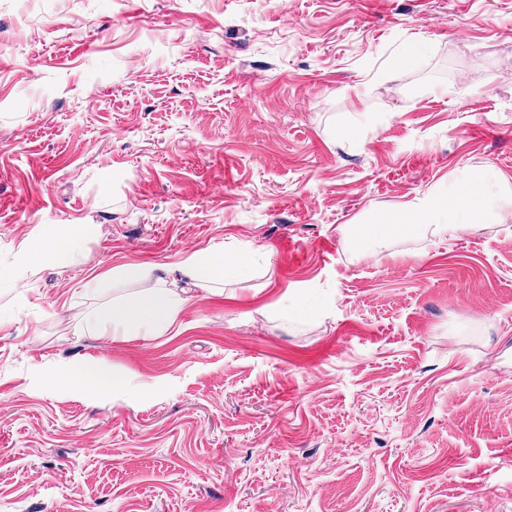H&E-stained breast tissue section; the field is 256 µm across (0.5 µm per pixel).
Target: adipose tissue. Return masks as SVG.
Instances as JSON below:
<instances>
[{
  "label": "adipose tissue",
  "mask_w": 512,
  "mask_h": 512,
  "mask_svg": "<svg viewBox=\"0 0 512 512\" xmlns=\"http://www.w3.org/2000/svg\"><path fill=\"white\" fill-rule=\"evenodd\" d=\"M504 180L495 171L478 172L450 206L435 194L419 198L410 209L412 228H426L445 236L471 224H486L497 219L500 196L497 192ZM93 224H42L36 234L23 240L13 253L9 265L0 267V290L13 287L22 273L39 262L77 263L85 254L88 240L96 233ZM251 258L244 253L227 254L219 249H206L194 254L178 268L160 264L132 263L119 266L114 275L127 282H151V289L137 300H115L101 305L86 318L88 335H96L103 327L136 336H160L175 324L180 311L191 301L190 286L206 287L223 280L226 273L248 274ZM188 280L185 288L168 285L171 275Z\"/></svg>",
  "instance_id": "obj_1"
}]
</instances>
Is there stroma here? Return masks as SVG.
Here are the masks:
<instances>
[{
	"instance_id": "1",
	"label": "stroma",
	"mask_w": 512,
	"mask_h": 512,
	"mask_svg": "<svg viewBox=\"0 0 512 512\" xmlns=\"http://www.w3.org/2000/svg\"><path fill=\"white\" fill-rule=\"evenodd\" d=\"M484 167L512 196V0H0V264L99 227L0 291V512H512V206L350 236ZM213 246L255 265L168 333L83 334ZM96 232L95 224L39 225L36 234L15 249L10 264L0 267V290L12 288L22 273L37 262L77 263ZM62 383H76L85 387L104 390L116 385H128L127 379H118L112 371L100 361H87L77 370L68 371L57 377Z\"/></svg>"
}]
</instances>
